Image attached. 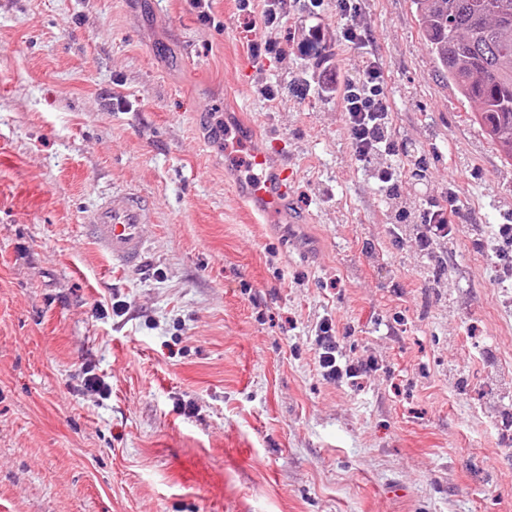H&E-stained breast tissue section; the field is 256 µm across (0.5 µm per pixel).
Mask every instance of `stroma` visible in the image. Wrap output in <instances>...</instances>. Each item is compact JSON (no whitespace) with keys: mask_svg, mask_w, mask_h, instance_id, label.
<instances>
[{"mask_svg":"<svg viewBox=\"0 0 512 512\" xmlns=\"http://www.w3.org/2000/svg\"><path fill=\"white\" fill-rule=\"evenodd\" d=\"M359 5L392 200L315 88L324 59L361 72L336 0L271 27L263 0H0V512H512V164L411 0ZM310 26L331 40L301 48ZM256 149L294 170L289 211L242 199ZM125 192L148 203L135 269L85 224ZM327 320L354 377L321 374ZM450 204V212L453 210ZM448 206L429 204L422 213V231L418 234L420 249L429 253L433 246L441 239L447 238L450 233V220Z\"/></svg>","mask_w":512,"mask_h":512,"instance_id":"1","label":"stroma"}]
</instances>
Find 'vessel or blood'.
<instances>
[{
  "label": "vessel or blood",
  "mask_w": 512,
  "mask_h": 512,
  "mask_svg": "<svg viewBox=\"0 0 512 512\" xmlns=\"http://www.w3.org/2000/svg\"><path fill=\"white\" fill-rule=\"evenodd\" d=\"M270 157L263 150L251 154L250 166L256 175L249 180L244 190L246 199L254 202L260 212L274 213L283 210L290 200L291 171L288 166H279L274 175H267ZM145 200L123 195L120 201L105 199L91 210L86 222L108 255L116 262L128 266H139L147 252L143 235Z\"/></svg>",
  "instance_id": "b4317fda"
}]
</instances>
